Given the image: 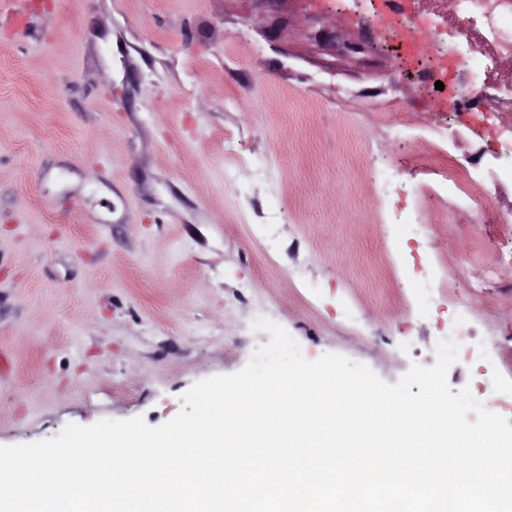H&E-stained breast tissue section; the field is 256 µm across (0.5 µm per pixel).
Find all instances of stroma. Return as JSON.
Instances as JSON below:
<instances>
[{"instance_id": "35a3bbf8", "label": "stroma", "mask_w": 512, "mask_h": 512, "mask_svg": "<svg viewBox=\"0 0 512 512\" xmlns=\"http://www.w3.org/2000/svg\"><path fill=\"white\" fill-rule=\"evenodd\" d=\"M359 43L366 50L348 52ZM408 120L407 143L390 124ZM445 118L343 0H26L0 11V445L70 422L160 425L270 336L396 383L433 365L439 292L414 296L374 195L404 209ZM279 212L273 240L260 221ZM417 262L512 281L497 226L447 206ZM512 385V289L472 310Z\"/></svg>"}]
</instances>
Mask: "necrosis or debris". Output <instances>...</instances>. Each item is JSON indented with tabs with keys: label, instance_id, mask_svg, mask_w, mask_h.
I'll use <instances>...</instances> for the list:
<instances>
[{
	"label": "necrosis or debris",
	"instance_id": "necrosis-or-debris-1",
	"mask_svg": "<svg viewBox=\"0 0 512 512\" xmlns=\"http://www.w3.org/2000/svg\"><path fill=\"white\" fill-rule=\"evenodd\" d=\"M394 38L406 64L424 87L443 82L437 98L455 124L475 128L478 108L498 109L512 105V92L497 88L495 78L512 66V0H452L454 12L464 15L466 29L442 25L437 0H357ZM432 30L436 53L416 54L417 34ZM500 147L485 143L463 162L449 163L437 170L433 183L413 194V207L403 230L413 239L428 235L424 211L428 204L449 202L454 210L479 216L481 223L497 224L504 240L512 241V211H487L469 192L470 184L483 180L512 186V129L500 135Z\"/></svg>",
	"mask_w": 512,
	"mask_h": 512
}]
</instances>
